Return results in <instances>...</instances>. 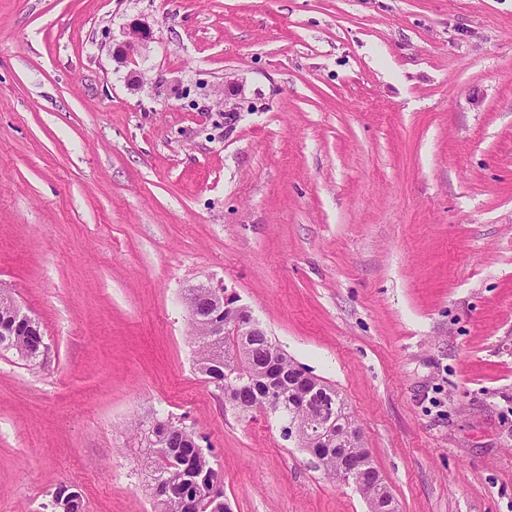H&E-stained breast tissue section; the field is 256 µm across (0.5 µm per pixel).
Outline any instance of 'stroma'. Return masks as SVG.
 <instances>
[{"mask_svg":"<svg viewBox=\"0 0 512 512\" xmlns=\"http://www.w3.org/2000/svg\"><path fill=\"white\" fill-rule=\"evenodd\" d=\"M207 280L336 386L400 512H512V0H0V285L48 346L0 353V512H156L167 417L231 512H368L195 371ZM49 507L51 512H86L87 505L79 490L70 484L59 483L51 493Z\"/></svg>","mask_w":512,"mask_h":512,"instance_id":"obj_1","label":"stroma"}]
</instances>
